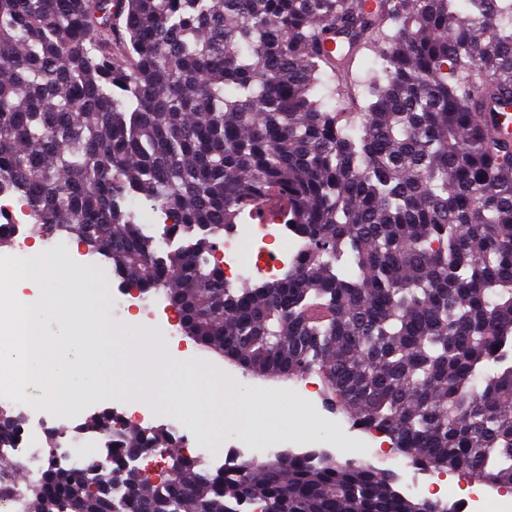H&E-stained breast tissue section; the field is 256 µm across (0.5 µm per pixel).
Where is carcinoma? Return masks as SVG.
I'll list each match as a JSON object with an SVG mask.
<instances>
[{"label":"carcinoma","mask_w":512,"mask_h":512,"mask_svg":"<svg viewBox=\"0 0 512 512\" xmlns=\"http://www.w3.org/2000/svg\"><path fill=\"white\" fill-rule=\"evenodd\" d=\"M367 104L327 108L326 77ZM512 0H0V193L35 232L94 242L197 344L257 375L321 377L421 468L512 486ZM283 202L302 251L239 288L211 262L247 207ZM192 244L160 253L126 202ZM22 423L0 406V441ZM172 475L53 467L35 512H456L369 463L314 453L211 471L162 428L120 429Z\"/></svg>","instance_id":"obj_1"}]
</instances>
